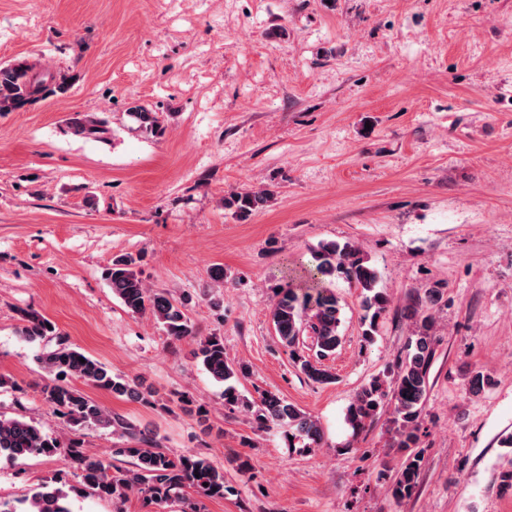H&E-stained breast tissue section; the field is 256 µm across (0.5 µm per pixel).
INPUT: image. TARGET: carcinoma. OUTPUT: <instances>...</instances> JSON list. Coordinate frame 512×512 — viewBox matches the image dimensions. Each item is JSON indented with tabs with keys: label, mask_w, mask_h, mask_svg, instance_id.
<instances>
[{
	"label": "carcinoma",
	"mask_w": 512,
	"mask_h": 512,
	"mask_svg": "<svg viewBox=\"0 0 512 512\" xmlns=\"http://www.w3.org/2000/svg\"><path fill=\"white\" fill-rule=\"evenodd\" d=\"M74 77L66 72L43 68L27 59L0 64V112H18L56 94L66 93ZM128 117L141 132L155 138L165 135L166 128L152 109L136 105ZM68 128L75 136L101 139L109 132L107 122L90 111L70 118ZM264 202L263 194L246 191L233 196L227 206L245 215ZM315 264L305 269V287L292 282L283 285L271 306L274 334L282 348L289 352L298 370L315 383L330 384L336 376L325 360L341 347L343 336L340 298L331 289L332 280L343 277L361 290L363 336L370 338L378 320L388 311L390 300L377 288V271L368 263L362 249L353 243H322L314 251ZM112 294L132 314L150 313L169 338L189 340L192 358L214 380L226 383L224 404L235 407L243 403L232 382L245 375V368L229 362L221 336H201L198 327L185 312V303L168 293H152L138 268V259L124 254L112 259L107 268ZM439 292L428 288L413 307L414 330L399 357L389 370V379L374 378L353 397L347 421L357 434L372 426L383 408L390 409L397 446L407 450L419 441V419L427 399L431 368L435 360L433 306ZM21 337L44 345L37 358L48 374L40 386L45 404L57 415L63 428L109 429L120 443L112 449V460L89 454L80 444L66 446L44 431L36 421L25 416L0 415V461L15 463L39 455H65L74 475L96 495L121 503L132 493L143 495L150 505L161 507L179 501L182 512H199L189 494L198 498L222 499L230 492L224 470L208 458L187 453L173 457L158 448L155 434L136 428L122 415L107 411L96 400L76 388L72 380L103 391L113 397H126L133 392L130 380L112 374L104 363L68 345L59 336L52 321L33 310L21 312ZM185 410L193 414L199 426L210 429L206 408L191 400L183 401ZM256 418L260 424L287 425L294 429L292 437L308 440L317 446L322 430L317 420L301 412L273 391L259 392ZM421 457L409 454L392 483V494L402 500L415 493ZM69 493L64 486L45 484L23 500L20 509L10 501L0 500V512H71Z\"/></svg>",
	"instance_id": "cac0c4a2"
}]
</instances>
